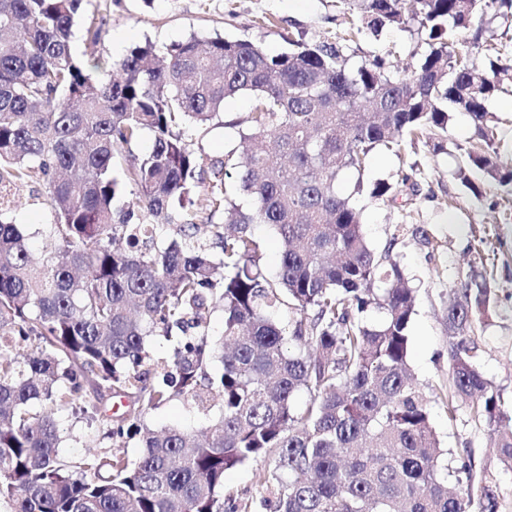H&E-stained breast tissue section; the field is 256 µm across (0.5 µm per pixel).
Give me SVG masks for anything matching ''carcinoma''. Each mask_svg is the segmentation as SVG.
I'll return each mask as SVG.
<instances>
[{
	"label": "carcinoma",
	"instance_id": "obj_1",
	"mask_svg": "<svg viewBox=\"0 0 512 512\" xmlns=\"http://www.w3.org/2000/svg\"><path fill=\"white\" fill-rule=\"evenodd\" d=\"M84 0H0V503L8 512H248L226 504L228 471L271 456L257 474L267 512H498L492 474L440 447L432 396L410 373L413 288L392 248L376 251L352 195L373 153L417 152L465 112L476 141L460 174L502 186L488 103L503 87L496 48L488 65L456 39L512 0H339L350 35L393 28L425 34L410 70L375 56L350 65L336 40L269 54L248 39L191 37L158 54L136 46L101 61V26L84 23L87 70L71 50ZM254 99L237 148L208 160L190 124L224 121V101ZM153 146L123 165L145 132ZM210 212L198 224L197 184ZM36 183L55 211L35 262L4 191ZM246 195L243 207L236 197ZM255 224L279 241L277 278L259 267ZM224 270L221 280L217 269ZM384 285L380 291L374 286ZM448 301L451 393L491 428L512 470V411L480 370L465 336L486 314L490 289L475 278ZM288 304L298 317H273ZM224 314L213 338L207 314ZM174 342L173 371L151 376L152 340ZM124 395L103 420L117 449L60 456L58 413L87 388ZM309 399L295 406L297 394ZM219 404L202 429L155 430L145 415L175 396ZM138 439L131 459L122 451ZM207 185V183L205 185L201 184L195 190V195L193 197L195 204L193 206V210L197 212L198 215L196 222L198 224H222L224 222L223 216L219 213L211 216L210 210L207 207Z\"/></svg>",
	"mask_w": 512,
	"mask_h": 512
}]
</instances>
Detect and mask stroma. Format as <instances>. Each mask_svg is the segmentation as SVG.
<instances>
[{
  "label": "stroma",
  "instance_id": "35a3bbf8",
  "mask_svg": "<svg viewBox=\"0 0 512 512\" xmlns=\"http://www.w3.org/2000/svg\"><path fill=\"white\" fill-rule=\"evenodd\" d=\"M343 27L336 0H112L101 27L98 52L105 60L122 59L136 46L149 43L162 52L172 43L190 36L221 35L260 43L270 54L287 51L290 43L315 44L335 36ZM484 40L498 43L499 63L505 67L504 93L489 104L496 116L495 141L499 161L512 167V19L487 14ZM418 48L416 38L399 30L386 31L380 39L362 38L350 43L352 65L381 56L388 70L409 66ZM253 98L241 94L226 100V127L208 132L189 129L188 136L212 158L238 143L237 123L245 121ZM475 135L468 115L454 113L443 150L424 148L417 155L396 156L378 152L365 170V186L418 165L417 190L398 187L394 199L356 197L362 210L365 233L376 250L391 248L415 289L414 314L408 326L410 365L426 391L448 394V324L445 312L448 292L469 274L485 280L491 288L487 316L478 320L469 339L481 351L485 377L512 404V187L486 183L480 172H471L482 182V197L464 186L458 169L462 150ZM44 189L24 184L14 191L12 216L28 237L32 253H41L43 232L53 223L54 212L44 202ZM457 417L448 419L440 404L431 408V424L444 447L471 454L477 469L493 472L497 479L499 512H512V471L498 467L485 422L470 415L466 401L457 400ZM205 419L190 400L176 397L149 412L146 423L155 429L200 425ZM100 425L72 422L71 433L60 450L67 458L109 450Z\"/></svg>",
  "mask_w": 512,
  "mask_h": 512
}]
</instances>
